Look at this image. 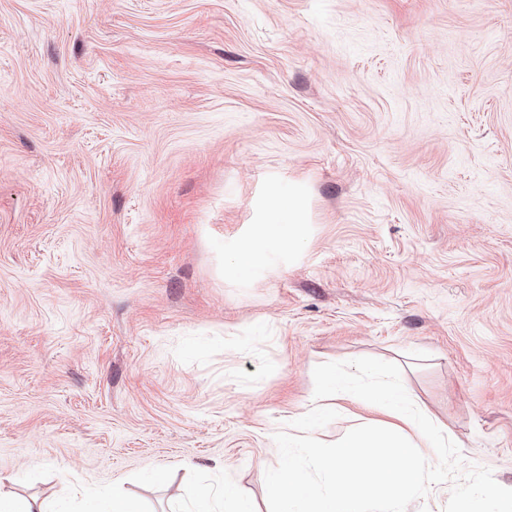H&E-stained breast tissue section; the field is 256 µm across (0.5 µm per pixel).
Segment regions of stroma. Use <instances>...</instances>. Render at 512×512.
<instances>
[{
    "label": "stroma",
    "mask_w": 512,
    "mask_h": 512,
    "mask_svg": "<svg viewBox=\"0 0 512 512\" xmlns=\"http://www.w3.org/2000/svg\"><path fill=\"white\" fill-rule=\"evenodd\" d=\"M360 357L512 488V0H0V490L269 512ZM273 210L285 211L279 222L263 220L224 259V274L232 278H246L276 253H295L299 250L305 233L306 213L300 197L281 204L276 192L272 196ZM272 210V211H273Z\"/></svg>",
    "instance_id": "stroma-1"
}]
</instances>
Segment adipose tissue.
Segmentation results:
<instances>
[{"label": "adipose tissue", "mask_w": 512, "mask_h": 512, "mask_svg": "<svg viewBox=\"0 0 512 512\" xmlns=\"http://www.w3.org/2000/svg\"><path fill=\"white\" fill-rule=\"evenodd\" d=\"M274 210H285L279 222L264 220L243 239L224 260V273L232 278H245L261 267L271 255L299 250L305 233L306 213L301 198L288 204L274 203Z\"/></svg>", "instance_id": "adipose-tissue-1"}]
</instances>
